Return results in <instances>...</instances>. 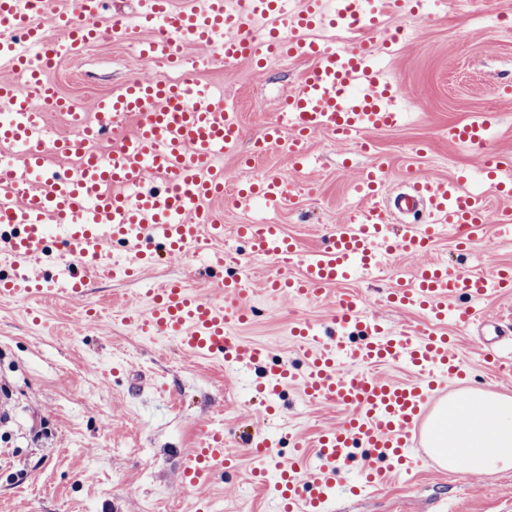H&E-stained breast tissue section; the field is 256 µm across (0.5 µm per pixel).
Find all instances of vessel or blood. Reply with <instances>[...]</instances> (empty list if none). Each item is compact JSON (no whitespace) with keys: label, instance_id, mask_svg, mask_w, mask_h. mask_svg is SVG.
<instances>
[{"label":"vessel or blood","instance_id":"b4317fda","mask_svg":"<svg viewBox=\"0 0 512 512\" xmlns=\"http://www.w3.org/2000/svg\"><path fill=\"white\" fill-rule=\"evenodd\" d=\"M421 9L422 0H193L179 10L172 9L171 0H138L133 17L112 18L105 14V0H69L53 9L50 37L26 0H0V143L14 150L13 159L0 162V239L12 269L0 277V298L83 299L89 276L136 277L153 265L155 254L145 247L149 241L158 242L171 260L205 253L211 265L240 269L246 256L273 259L283 272L266 280V290L314 301L357 272L374 270L385 257L427 253L447 229L467 247L479 245L490 227L498 238L511 240V208L492 209L484 195L466 191L462 179L432 175L396 194L391 207L404 215L425 212V221L394 228L378 201L388 171L379 156L354 185L367 200L366 209L331 232L322 249L300 254L281 225L265 223L237 226L247 253L214 250L224 227L205 204L223 196L228 182L218 159L236 155L241 167L252 165L239 154L240 116L225 108L222 95L189 71L175 80L137 77L120 93L99 98L86 113L44 79L58 59L83 57L107 28L116 37L152 30L139 54L153 64L181 68L187 42L212 50L214 59L227 64L308 60L259 141L262 150L287 156L297 171L306 162L305 144L313 133L346 142L403 125L400 89L377 63L378 53L396 54L399 38L378 45L371 34L383 15L406 18ZM20 80L40 86L46 102L67 114L68 136L50 137L45 112L16 91ZM130 116L137 123L127 132L121 121ZM495 122V114L482 113L466 125L449 127L448 137L482 151L487 177L511 195L512 156L486 149ZM105 139L112 143L109 152L93 149V142ZM287 188L284 174L267 173L241 181L238 199L245 204L258 197L276 209ZM52 225L61 233L62 273L49 280L32 267L47 253ZM291 265L298 273L285 275ZM250 290L248 277L240 273L214 282L205 297L169 282L153 289L148 307L125 321L135 335L167 337L189 356L230 366L267 364V346L232 333L250 319L241 303ZM511 294L512 267L483 272L428 261L389 299L422 312L432 324L429 330L389 331L370 315L359 293L340 297L335 335H323L316 323L298 322L293 334L304 368L297 373L284 363L270 366L260 385L272 400L269 410L277 412L274 398L297 383L309 401L336 405L343 418L313 443L293 438L285 458L274 452L273 438L258 442L243 433L256 462L253 483L266 485L268 472H275L278 512H327L340 470L356 449H366L369 461L356 472L353 494L381 492L393 477L412 474L423 424L439 390L469 377L453 339L437 334V327L451 320L480 323L485 362L497 375H511L512 359L501 356L492 342L504 330L478 308L482 301ZM390 362L404 363L414 380L380 376L378 367ZM226 457L223 431L206 432L183 467V486L210 484Z\"/></svg>","mask_w":512,"mask_h":512}]
</instances>
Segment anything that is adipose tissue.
<instances>
[{
	"label": "adipose tissue",
	"instance_id": "adipose-tissue-1",
	"mask_svg": "<svg viewBox=\"0 0 512 512\" xmlns=\"http://www.w3.org/2000/svg\"><path fill=\"white\" fill-rule=\"evenodd\" d=\"M429 446L440 464L495 475L512 469V397L489 392L449 399L434 417Z\"/></svg>",
	"mask_w": 512,
	"mask_h": 512
}]
</instances>
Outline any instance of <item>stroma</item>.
<instances>
[{"label": "stroma", "mask_w": 512, "mask_h": 512, "mask_svg": "<svg viewBox=\"0 0 512 512\" xmlns=\"http://www.w3.org/2000/svg\"><path fill=\"white\" fill-rule=\"evenodd\" d=\"M397 28L403 31L401 47L381 62L400 88L405 124L369 135L367 150L324 132L312 135L309 165L292 175L291 195L279 209L257 201L236 204L233 187H226L223 197L208 204L223 221L224 246H235L237 225L269 222L282 225L302 253L314 252L350 213L365 208L354 184L377 154L389 161L388 195L408 190L426 175L462 174L469 178L467 190L482 193L492 207H512V198L482 179L480 154L448 138L449 127L490 112L498 117L490 150L512 155V95L496 91L512 83V0H448L444 9L431 2L421 19L385 16L382 33ZM150 36L146 29L131 42L104 35L82 61H60L49 79L60 95L88 112L97 97L118 93L132 78L178 77L179 69L142 64L138 44ZM183 55L198 81L223 92L239 112L246 154L308 66L288 58L264 70L247 61L225 68L188 44ZM428 257L461 258L478 271L512 266V241L490 232L463 256L448 233L435 238ZM416 263L411 256L390 257L375 277L354 280L348 288L367 295L374 315L388 326L428 328L423 314L382 300V289L396 287ZM244 271L256 285L244 301L254 315L235 327V334L268 346L271 362L301 370L291 331L303 319L332 325L336 294L312 303L275 297L262 288L279 273L275 262L255 258ZM223 275L200 256L161 259L141 279L89 280L81 301L0 300V394L16 408L14 421L0 426V512H197L202 498L212 512H274L272 495L250 483L253 461L239 442L243 425L278 434L277 451L285 456L292 436L313 439L336 425L340 409L309 402L294 385L281 396L280 418L269 420L255 392L264 369L241 371L215 358L186 356L171 340L137 337L122 319L123 313L145 309L149 289L162 283L180 281L203 294ZM446 333L474 369L468 389L512 397V380L497 378L483 365L474 325L451 321ZM215 428L223 429L224 445L235 455L232 467L205 488L186 489L182 463L203 433ZM511 507L512 470L493 477L440 472L428 456L412 480L394 481L369 497L341 492L331 505L332 512H507Z\"/></svg>", "instance_id": "stroma-1"}]
</instances>
